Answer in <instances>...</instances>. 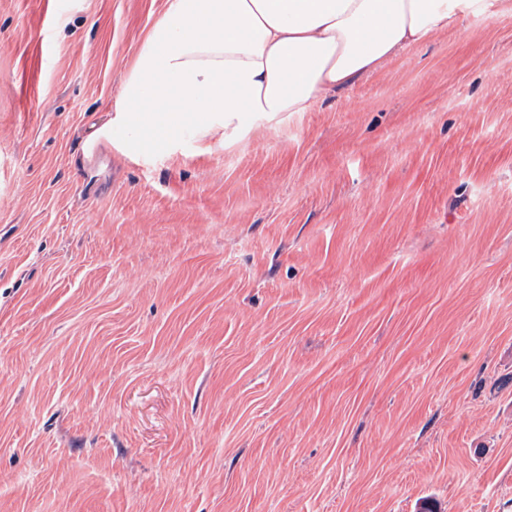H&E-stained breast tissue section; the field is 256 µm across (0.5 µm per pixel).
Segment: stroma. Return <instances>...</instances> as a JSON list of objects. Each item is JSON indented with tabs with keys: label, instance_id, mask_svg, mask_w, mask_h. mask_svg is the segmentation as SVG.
<instances>
[{
	"label": "stroma",
	"instance_id": "stroma-1",
	"mask_svg": "<svg viewBox=\"0 0 512 512\" xmlns=\"http://www.w3.org/2000/svg\"><path fill=\"white\" fill-rule=\"evenodd\" d=\"M166 2L0 0V512H512V0L88 155Z\"/></svg>",
	"mask_w": 512,
	"mask_h": 512
}]
</instances>
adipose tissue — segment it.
I'll return each instance as SVG.
<instances>
[{
    "label": "adipose tissue",
    "instance_id": "1",
    "mask_svg": "<svg viewBox=\"0 0 512 512\" xmlns=\"http://www.w3.org/2000/svg\"><path fill=\"white\" fill-rule=\"evenodd\" d=\"M496 0H168L95 137L173 152V129L232 145L309 112L405 48L490 19Z\"/></svg>",
    "mask_w": 512,
    "mask_h": 512
}]
</instances>
